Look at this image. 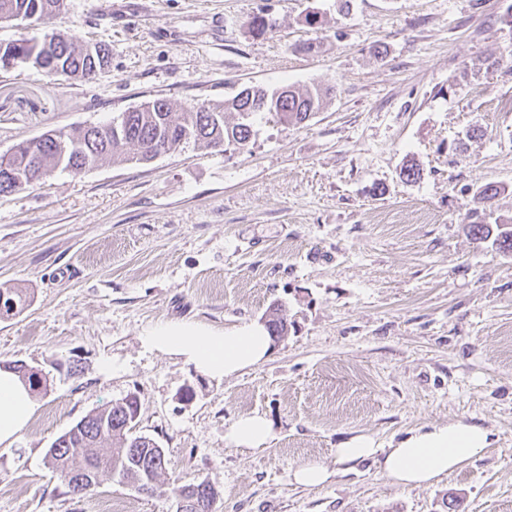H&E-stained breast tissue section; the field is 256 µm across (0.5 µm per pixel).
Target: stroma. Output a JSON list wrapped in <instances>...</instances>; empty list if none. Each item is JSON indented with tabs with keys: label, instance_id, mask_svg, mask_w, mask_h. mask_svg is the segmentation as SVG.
Segmentation results:
<instances>
[{
	"label": "stroma",
	"instance_id": "obj_1",
	"mask_svg": "<svg viewBox=\"0 0 512 512\" xmlns=\"http://www.w3.org/2000/svg\"><path fill=\"white\" fill-rule=\"evenodd\" d=\"M512 0H68L51 28L108 45L92 81L0 68V156L46 131L106 123L156 97L187 107L243 87H334L302 125L258 122L243 148L187 144L149 163L55 171L0 197V364L46 378L37 413L0 452V512H177L203 480L214 512H512V256L473 240L474 190L502 185L512 216ZM317 11L319 23L306 16ZM265 15V34L251 28ZM320 53L298 52L308 40ZM383 45V56L373 46ZM422 170L408 181L407 161ZM282 306L271 356L213 381L144 338L169 321L227 331ZM136 397V434L164 449L153 495L111 477L69 493L45 463L82 417ZM261 413L274 437H225ZM475 424L489 445L429 487L368 461L339 468L354 435L381 447L434 424ZM315 459L334 477L293 483ZM26 305V296L15 288L0 289V319H10ZM225 437L238 448H258L268 443L274 433L270 420L263 414L255 413L235 418Z\"/></svg>",
	"mask_w": 512,
	"mask_h": 512
}]
</instances>
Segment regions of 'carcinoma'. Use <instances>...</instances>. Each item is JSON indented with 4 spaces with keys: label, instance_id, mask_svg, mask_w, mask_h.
<instances>
[{
    "label": "carcinoma",
    "instance_id": "carcinoma-1",
    "mask_svg": "<svg viewBox=\"0 0 512 512\" xmlns=\"http://www.w3.org/2000/svg\"><path fill=\"white\" fill-rule=\"evenodd\" d=\"M67 0H0V22L15 17L38 23L63 11ZM14 62L31 65L48 77L66 76L88 81L108 66L109 52L101 44H90L67 35L50 36L36 45L20 39L0 42V65ZM331 89L319 84L303 90L269 91L247 87L233 98L208 101L177 108L168 100L156 98L120 113L111 122L76 125L50 130L15 145L10 154L0 156V195L12 194L40 182L59 169L77 174L99 162H149L158 149L187 143L209 150L224 145H246L254 134L259 118L274 116L285 124L300 125L321 111ZM235 114L228 122L226 114ZM503 187L488 183L473 196V207L466 214L468 234L474 240H486L491 229L480 210L491 204ZM498 233L493 244L503 254H512V217L496 221ZM26 305V296L15 288L0 289V319H10ZM266 327L274 336L288 331L281 309L269 311ZM138 402L107 404L98 408L57 437L45 459L71 492L84 493L99 483L101 475L140 482L146 494L155 490L156 479L167 464L165 452L147 438L138 441L130 433L135 427ZM208 482L188 484L178 489V512H211L215 500L205 496L201 487Z\"/></svg>",
    "mask_w": 512,
    "mask_h": 512
}]
</instances>
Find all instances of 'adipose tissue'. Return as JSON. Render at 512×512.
I'll use <instances>...</instances> for the list:
<instances>
[{
	"instance_id": "adipose-tissue-1",
	"label": "adipose tissue",
	"mask_w": 512,
	"mask_h": 512,
	"mask_svg": "<svg viewBox=\"0 0 512 512\" xmlns=\"http://www.w3.org/2000/svg\"><path fill=\"white\" fill-rule=\"evenodd\" d=\"M150 349L177 357L209 379L221 381L266 361L272 338L262 325L243 324L218 332L189 322H172L145 338ZM38 403L28 385L9 367L0 368V445L11 446L32 419ZM274 436L270 420L255 413L235 418L226 437L237 447L257 448ZM489 433L477 425H432L391 448L378 447L368 436L342 441L336 461L342 465L378 459L384 476L402 487L433 485L460 468L488 444Z\"/></svg>"
}]
</instances>
